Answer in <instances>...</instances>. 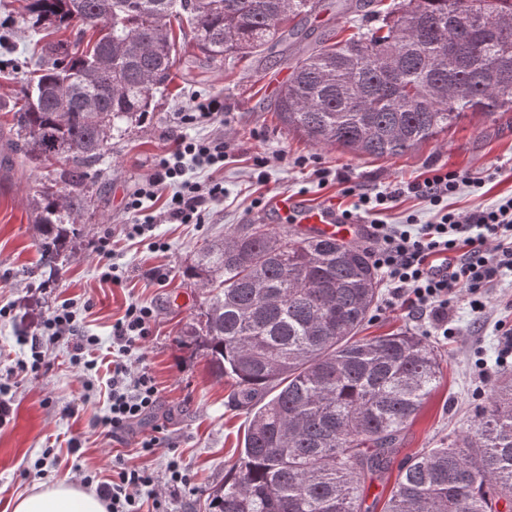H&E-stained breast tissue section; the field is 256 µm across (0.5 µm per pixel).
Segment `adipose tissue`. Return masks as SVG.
<instances>
[{
	"instance_id": "ef3b65f1",
	"label": "adipose tissue",
	"mask_w": 512,
	"mask_h": 512,
	"mask_svg": "<svg viewBox=\"0 0 512 512\" xmlns=\"http://www.w3.org/2000/svg\"><path fill=\"white\" fill-rule=\"evenodd\" d=\"M13 512H108L106 502L69 477L40 485L15 500Z\"/></svg>"
}]
</instances>
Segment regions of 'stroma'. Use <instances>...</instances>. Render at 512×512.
<instances>
[{
	"instance_id": "stroma-1",
	"label": "stroma",
	"mask_w": 512,
	"mask_h": 512,
	"mask_svg": "<svg viewBox=\"0 0 512 512\" xmlns=\"http://www.w3.org/2000/svg\"><path fill=\"white\" fill-rule=\"evenodd\" d=\"M16 0H0V130H9L8 103L21 95L26 71L14 60L35 61L53 41L74 40L75 28L34 30L15 13ZM353 14L339 0L303 19L308 41L331 33L347 36ZM290 75L287 60L273 62L254 55L235 63L209 62L191 36L180 41L167 92L153 112L122 136L97 164L94 203L82 216L76 255L50 270L35 245V214L30 201L45 182L47 170L33 164L0 166V307H13L0 319V375L18 360L31 357L30 340L40 318L64 299L92 298L94 308L78 316L82 333L112 344V324L132 302L151 306V335L137 351L162 392L153 415L115 439L100 424L108 410L106 372H84L71 365L66 342L49 346L47 366L24 378H6L12 412L0 426V512H12L15 499L39 485L67 475L81 481L101 480L112 466L149 465L163 475L168 454H176L191 476L189 487L168 497L166 512H208L207 496L230 476L242 444L246 416L231 404V383L216 380L206 359L181 345L180 330L192 319L202 296L182 277L205 241L223 237L238 224H267L285 230L284 218L271 205L280 194L304 197L312 205L352 208L349 183L363 188L395 186L425 178L429 168L445 166L483 177L481 195L462 192L453 200L469 210L512 196V112L491 118L468 116L423 144L392 159L356 157L333 148H318L283 130L273 103ZM224 104V123L181 127V113L211 99ZM192 137L223 135L231 152L223 169L190 166L189 175L203 182L224 183V200L210 208L202 224H159L154 233L165 251L127 238L120 227L135 221L125 203L149 178L157 157L180 133ZM264 159V183L254 179L255 159ZM114 240L113 262L122 284L103 282L94 248L104 234ZM457 333L436 337L443 374L422 411L407 428L389 470L369 488L368 497L389 492L400 463L424 449L437 447L449 433L466 429L482 393L501 372L512 371V358L500 363V352L512 332V293L491 291L483 320L473 321L466 300L449 309ZM159 433L162 446L145 457L138 443Z\"/></svg>"
}]
</instances>
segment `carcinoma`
<instances>
[{
  "instance_id": "cac0c4a2",
  "label": "carcinoma",
  "mask_w": 512,
  "mask_h": 512,
  "mask_svg": "<svg viewBox=\"0 0 512 512\" xmlns=\"http://www.w3.org/2000/svg\"><path fill=\"white\" fill-rule=\"evenodd\" d=\"M33 29L76 27L47 45L36 83L11 105L4 146L38 166L63 162L34 198L38 249L55 269L112 133L153 111L172 80L173 22L208 60L240 59L298 36L319 0H23ZM483 14L441 44L457 23ZM281 127L320 148L394 158L467 115L512 112V0H392L349 37L294 58L274 104ZM183 277L204 299L181 342L206 359L248 425L210 512H373L367 482L442 375V355L404 331L359 338L380 276L355 242L238 224L206 243ZM469 427L400 468L383 512H512V372Z\"/></svg>"
}]
</instances>
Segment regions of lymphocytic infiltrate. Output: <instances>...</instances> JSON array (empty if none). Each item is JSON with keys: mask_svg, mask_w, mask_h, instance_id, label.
<instances>
[{"mask_svg": "<svg viewBox=\"0 0 512 512\" xmlns=\"http://www.w3.org/2000/svg\"><path fill=\"white\" fill-rule=\"evenodd\" d=\"M225 143L221 137L195 139L178 135L160 155L150 178L130 197L129 211H140L144 199L167 191L164 216L170 224H201L209 206L224 198L220 182L189 181L188 164L202 168L224 165ZM481 178L455 170L435 169L418 182L384 190L362 192L358 205L372 214L369 241L376 267L384 276L391 305L423 322L428 336L454 335L448 316L450 305L467 298L474 319L485 312L484 298L489 283L512 277V197L489 207L456 211L449 198L461 186L477 188ZM405 194L417 196L435 209L428 224H387L379 215ZM153 311L129 304L112 326V389L109 410L101 423L113 437H121L132 424L152 414L160 402V390L148 371H133L130 355L150 334ZM72 340L74 364L97 369L100 341L77 331L73 300L56 304L42 323V334L32 337L31 362L11 368L12 376L37 373L44 363L42 338ZM157 478L146 466L113 469L110 481L98 484L101 497L109 500L112 512H138V496L155 486Z\"/></svg>", "mask_w": 512, "mask_h": 512, "instance_id": "1", "label": "lymphocytic infiltrate"}]
</instances>
